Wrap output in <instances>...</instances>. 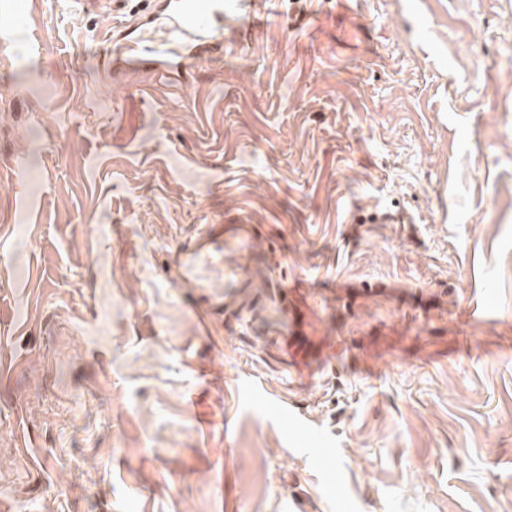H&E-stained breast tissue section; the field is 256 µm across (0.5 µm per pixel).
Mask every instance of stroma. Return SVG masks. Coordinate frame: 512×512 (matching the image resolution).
Returning a JSON list of instances; mask_svg holds the SVG:
<instances>
[{"instance_id":"35a3bbf8","label":"stroma","mask_w":512,"mask_h":512,"mask_svg":"<svg viewBox=\"0 0 512 512\" xmlns=\"http://www.w3.org/2000/svg\"><path fill=\"white\" fill-rule=\"evenodd\" d=\"M16 2L0 512H512V0H277L125 87Z\"/></svg>"}]
</instances>
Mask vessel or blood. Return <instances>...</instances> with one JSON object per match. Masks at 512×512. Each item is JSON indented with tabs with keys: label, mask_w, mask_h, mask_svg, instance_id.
Wrapping results in <instances>:
<instances>
[{
	"label": "vessel or blood",
	"mask_w": 512,
	"mask_h": 512,
	"mask_svg": "<svg viewBox=\"0 0 512 512\" xmlns=\"http://www.w3.org/2000/svg\"><path fill=\"white\" fill-rule=\"evenodd\" d=\"M163 16V33L178 46L175 54L135 47L141 24L139 15L127 11L128 0H75L80 10L95 11L109 27L103 33L101 54L107 73L115 84L147 72L164 83H189L196 66L210 54L223 53L224 32L233 29L240 46L259 40L261 18L269 0H156Z\"/></svg>",
	"instance_id": "1"
}]
</instances>
